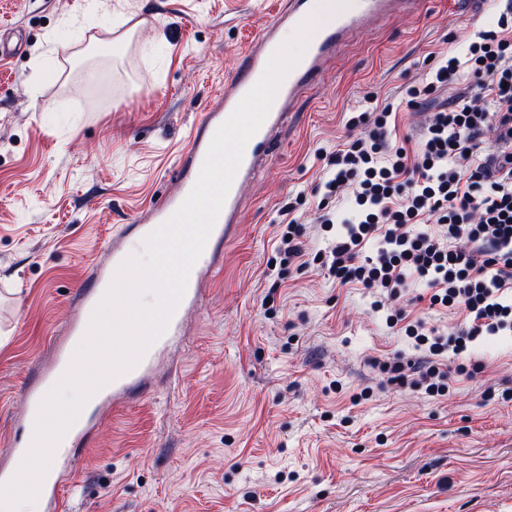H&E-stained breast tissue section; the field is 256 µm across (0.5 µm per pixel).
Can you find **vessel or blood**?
Listing matches in <instances>:
<instances>
[{
  "label": "vessel or blood",
  "mask_w": 512,
  "mask_h": 512,
  "mask_svg": "<svg viewBox=\"0 0 512 512\" xmlns=\"http://www.w3.org/2000/svg\"><path fill=\"white\" fill-rule=\"evenodd\" d=\"M425 0H336V12L330 19L313 27L304 54L281 81L269 113L257 133L248 141L242 161L237 168L223 208L209 234L205 249L190 271L185 294L177 305L166 330L145 351L139 363L98 389L91 397L92 404L112 400L123 406L124 397L140 387L157 360L178 343L185 328L186 315L202 302L203 289L220 269L224 248L234 237L240 220V187L253 178L264 161L274 153L276 133L286 120V106L325 71L337 52L364 32L370 20L386 19L394 13L419 12ZM311 0H288L273 20L247 43L241 52L238 70L225 78L223 89L212 98L199 121L193 126L188 146L178 158L175 178L176 189L161 202L139 213L133 223L125 225L112 239V252L106 263L91 265L84 287L75 294L76 312L66 332L74 336L85 328V320L108 291L123 262L132 255V240L146 238L166 222L178 209L193 188L210 142L217 128L231 115L239 101L265 71L270 57L281 47L282 29H295L310 15ZM95 427L86 416H78L60 440L49 476L42 483L39 494L45 512H62L64 508L61 474L72 463L75 445L87 442Z\"/></svg>",
  "instance_id": "obj_1"
}]
</instances>
